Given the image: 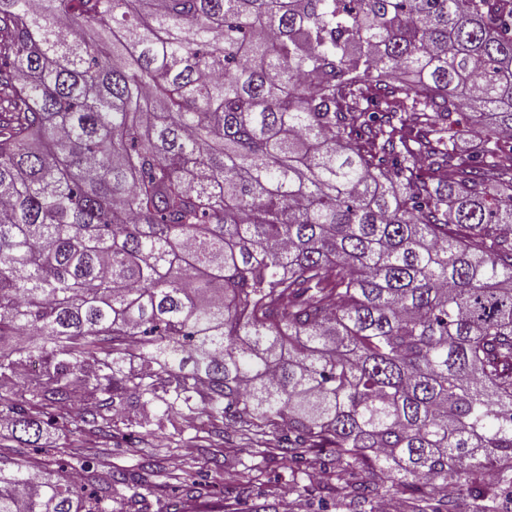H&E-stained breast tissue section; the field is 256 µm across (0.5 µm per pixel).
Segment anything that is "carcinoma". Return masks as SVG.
Listing matches in <instances>:
<instances>
[{"label": "carcinoma", "instance_id": "cac0c4a2", "mask_svg": "<svg viewBox=\"0 0 512 512\" xmlns=\"http://www.w3.org/2000/svg\"><path fill=\"white\" fill-rule=\"evenodd\" d=\"M508 134L512 0H0L12 438L134 403L336 466L349 512H512ZM98 483L0 454V512Z\"/></svg>", "mask_w": 512, "mask_h": 512}]
</instances>
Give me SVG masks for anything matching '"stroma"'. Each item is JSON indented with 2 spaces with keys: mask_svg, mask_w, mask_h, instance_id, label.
I'll list each match as a JSON object with an SVG mask.
<instances>
[{
  "mask_svg": "<svg viewBox=\"0 0 512 512\" xmlns=\"http://www.w3.org/2000/svg\"><path fill=\"white\" fill-rule=\"evenodd\" d=\"M65 448L89 461V492L101 472L135 474L145 459L153 458L162 465L153 480L155 502L175 499L184 502L187 512H348L334 492L335 476L320 466L290 471L275 455L250 453L229 447L222 438L205 436L199 423L173 437L164 430L149 436L140 424L122 420L106 438L54 424L36 448L20 447L10 435L0 436V452L32 462L59 458ZM197 478L202 481L198 496L187 499L184 486Z\"/></svg>",
  "mask_w": 512,
  "mask_h": 512,
  "instance_id": "obj_1",
  "label": "stroma"
}]
</instances>
